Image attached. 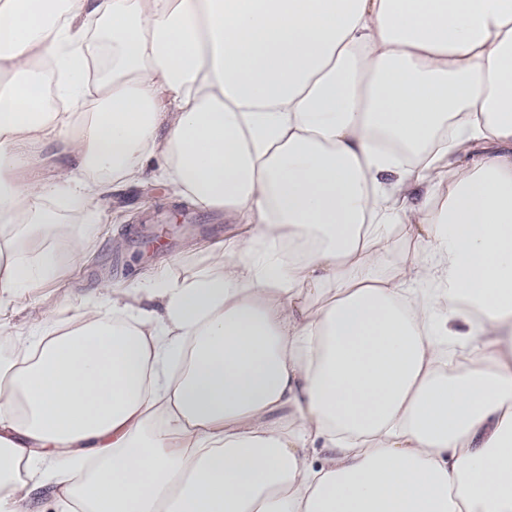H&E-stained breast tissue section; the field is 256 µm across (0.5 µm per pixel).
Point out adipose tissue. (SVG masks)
<instances>
[{"mask_svg":"<svg viewBox=\"0 0 512 512\" xmlns=\"http://www.w3.org/2000/svg\"><path fill=\"white\" fill-rule=\"evenodd\" d=\"M480 140L512 0H0V299L148 169L242 227L0 362V512H512V155L448 174Z\"/></svg>","mask_w":512,"mask_h":512,"instance_id":"obj_1","label":"adipose tissue"}]
</instances>
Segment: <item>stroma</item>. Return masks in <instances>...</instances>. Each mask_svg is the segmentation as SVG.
<instances>
[{
  "mask_svg": "<svg viewBox=\"0 0 512 512\" xmlns=\"http://www.w3.org/2000/svg\"><path fill=\"white\" fill-rule=\"evenodd\" d=\"M64 233L57 242L58 275L43 288L16 294L0 314V358L14 356V342L37 323H66L95 297L103 281L158 269L189 278L207 263L209 248L230 236L233 226L223 212L198 207L170 186L145 174L139 185L113 193L107 209L63 212ZM88 236L81 258L68 249L72 238Z\"/></svg>",
  "mask_w": 512,
  "mask_h": 512,
  "instance_id": "obj_1",
  "label": "stroma"
}]
</instances>
